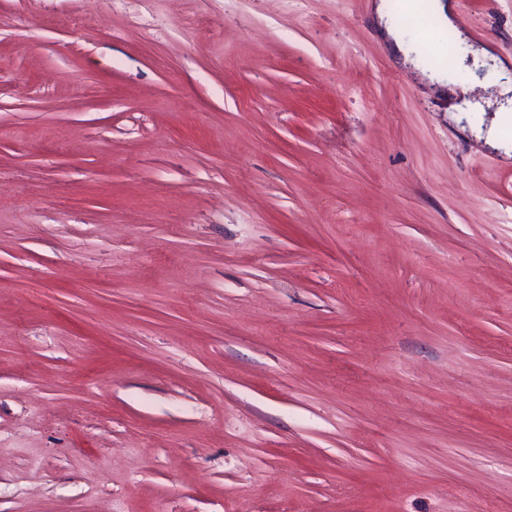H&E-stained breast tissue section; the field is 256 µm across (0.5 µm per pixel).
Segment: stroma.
Returning a JSON list of instances; mask_svg holds the SVG:
<instances>
[{
    "instance_id": "stroma-1",
    "label": "stroma",
    "mask_w": 512,
    "mask_h": 512,
    "mask_svg": "<svg viewBox=\"0 0 512 512\" xmlns=\"http://www.w3.org/2000/svg\"><path fill=\"white\" fill-rule=\"evenodd\" d=\"M373 7L0 0V512H512V162ZM386 2L385 0H380L378 3L375 4V13L380 21V24L383 23L384 25V31L386 35V39L388 42L393 45V47L399 52L401 57L404 61L409 60L410 55L412 53H417L419 49V45L414 42L406 43L401 35L393 29L390 25H388V22L386 20L387 18V11H386Z\"/></svg>"
}]
</instances>
